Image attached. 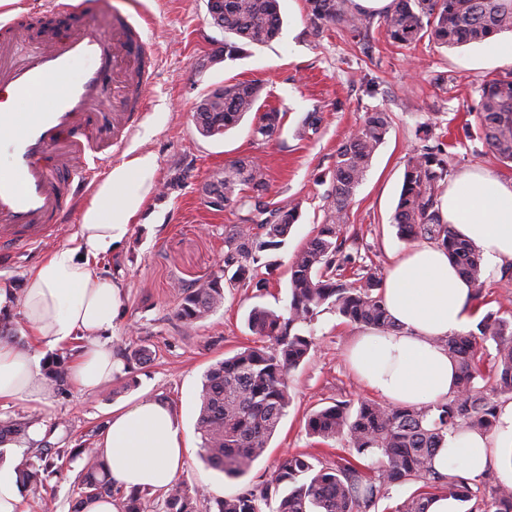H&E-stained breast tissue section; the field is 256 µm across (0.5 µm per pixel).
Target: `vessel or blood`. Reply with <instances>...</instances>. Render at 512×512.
Here are the masks:
<instances>
[{
    "label": "vessel or blood",
    "mask_w": 512,
    "mask_h": 512,
    "mask_svg": "<svg viewBox=\"0 0 512 512\" xmlns=\"http://www.w3.org/2000/svg\"><path fill=\"white\" fill-rule=\"evenodd\" d=\"M85 62L72 76L76 62ZM123 71L126 103L120 112L92 105L116 71ZM149 90V66L139 29L113 9L100 34L67 29L32 50L24 64L0 52V100L28 101L50 92L35 112H0V256L57 239L76 210V195L91 194L103 160L138 124Z\"/></svg>",
    "instance_id": "vessel-or-blood-1"
}]
</instances>
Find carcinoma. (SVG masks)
I'll return each instance as SVG.
<instances>
[{
  "label": "carcinoma",
  "instance_id": "obj_1",
  "mask_svg": "<svg viewBox=\"0 0 512 512\" xmlns=\"http://www.w3.org/2000/svg\"><path fill=\"white\" fill-rule=\"evenodd\" d=\"M307 17L318 26L334 23L354 37L367 35L373 25L384 28L391 43L409 48L427 37L440 47L481 43L512 29V0H392L376 15L355 0H306ZM278 0H224V58L234 60L244 47L264 45L279 33ZM263 86L257 81L226 84L203 95L193 110L197 131L204 137L222 136L244 115L255 112L252 127L258 141H270L280 131L283 115L258 105ZM471 110L476 112V137L505 165H512V71L485 82ZM322 118L309 112L297 129L299 137L320 131ZM390 113H366L358 130L337 150L331 169L326 222L298 251L290 264V298L286 310L255 307L248 318L254 345L217 362L204 375L197 429L205 463L229 479L245 475L265 451L290 406L288 373L309 355L313 338L303 334L322 307L335 310L347 322L373 329L393 326L383 302V278L377 269L362 266L354 280L344 271L355 265L344 252L346 211L363 182L371 159L389 132ZM451 171L448 152L424 145L409 154L394 215L401 237L431 240L448 251L459 272L469 279L480 298L483 263L466 239L443 223L439 198ZM224 204L217 211L247 210L241 224L224 239V273L196 288L183 290L176 316L188 326L206 319L224 304L225 285L262 290L267 279L258 277V252L275 250L280 238L300 216L293 206L269 209V183L260 165L249 158L231 160L208 184ZM227 283H222V280ZM495 344L490 368L484 365L487 342ZM458 368V386L452 399L424 407L386 406L372 400L336 401L314 411L306 420L309 436L323 441L345 439L366 464L349 460L315 469L308 454L280 460L272 480L261 486L215 501L200 502L181 485L165 495L166 512H367L384 490L420 482L417 493L399 503L395 512H425V502L447 492L460 502L474 497L471 479L457 471L440 474L432 459L446 438L461 430L491 433L497 398L512 395V319L488 311L476 329L440 339ZM64 357L51 360L44 375L58 392L68 380ZM37 425L32 419L0 420V446L27 435ZM82 457L78 502L107 496L120 512H146L148 490L126 491L112 481L99 448L41 449L36 464L29 459L18 469L23 488L37 489L43 476L55 473L52 457ZM488 509L512 512V487L488 488Z\"/></svg>",
  "mask_w": 512,
  "mask_h": 512
}]
</instances>
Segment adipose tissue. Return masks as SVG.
I'll list each match as a JSON object with an SVG mask.
<instances>
[{
	"label": "adipose tissue",
	"mask_w": 512,
	"mask_h": 512,
	"mask_svg": "<svg viewBox=\"0 0 512 512\" xmlns=\"http://www.w3.org/2000/svg\"><path fill=\"white\" fill-rule=\"evenodd\" d=\"M156 170L149 153L111 168L82 211L73 246L34 267L23 289L0 280V311L21 308L37 341L52 348L82 341L69 367V381L79 391L98 392L115 375L109 342L120 291L98 272L96 262L127 236ZM439 212L488 266L512 260V180L483 170L464 172L442 194ZM383 300L394 327L360 333L349 352L353 371L395 406L448 400L457 390L458 371L441 340L479 321L472 284L443 248L422 245L393 264ZM36 362L32 347L0 343V400L46 397ZM98 446L113 481L127 490H169L183 471V432L172 409L153 400L113 411ZM432 467L442 474L455 467L471 478L493 469L511 486L512 401L500 404L494 433L467 430L449 436Z\"/></svg>",
	"instance_id": "adipose-tissue-1"
}]
</instances>
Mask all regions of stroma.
I'll return each mask as SVG.
<instances>
[{"instance_id":"stroma-1","label":"stroma","mask_w":512,"mask_h":512,"mask_svg":"<svg viewBox=\"0 0 512 512\" xmlns=\"http://www.w3.org/2000/svg\"><path fill=\"white\" fill-rule=\"evenodd\" d=\"M283 20L279 36L248 47L235 60L223 59V32L214 26L207 0H128L133 21L149 17L145 46L156 58L145 117L125 149L107 167L139 153L157 159L155 187L147 194L127 237L98 262L101 275L119 285L122 303L112 321V352L117 374L109 388L86 394L73 386L48 393L40 402L0 404V420L38 418L53 427L50 442L74 448L91 433H103L113 410L148 399L168 404L188 442L179 482L201 501H213L271 480L281 458L311 454L316 465H330L357 454L342 439L322 442L305 431L309 414L337 400L373 398V391L352 372L347 353L359 328L334 310L323 311L305 334L314 345L306 360L288 376L290 406L264 453L238 479L224 477L201 458L196 430L198 392L204 373L217 361L252 345L248 316L254 307L284 310L289 297V266L294 253L325 219V196L338 148L361 125L366 112L383 109L391 128L374 154L366 177L348 207L347 226L357 229L345 250L381 272L411 249L401 239L393 215L401 191L407 154L419 146L418 127L436 124L451 142L448 165L453 176L484 170L512 180V166L500 163L480 140L464 137L475 124L470 107L478 87L512 69L496 53L512 41L504 31L490 41L454 49L428 40L415 48L392 45L383 29L351 38L338 25L313 26L305 0H279ZM263 83L264 108L284 114L272 141H255L251 119L223 136L200 135L191 113L201 96L224 84ZM322 117L314 139L297 137L310 112ZM252 157L264 168L273 207L298 206L300 218L279 249L262 253L272 263L264 290L228 288L224 304L206 320L185 326L176 316L179 288H193L222 272L224 236L238 224L236 210L216 212L206 203L205 187L225 162ZM74 224L44 246L21 249L0 260V279L22 286L29 272L54 250L72 246ZM147 345L152 357L134 364L129 347ZM81 459H64L60 474L39 491L23 490L28 512H70L77 498Z\"/></svg>"}]
</instances>
